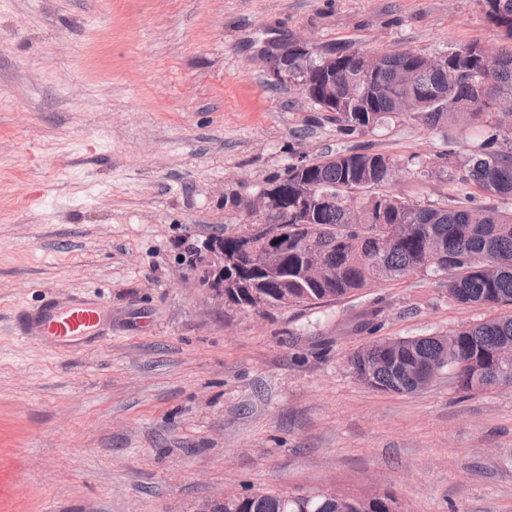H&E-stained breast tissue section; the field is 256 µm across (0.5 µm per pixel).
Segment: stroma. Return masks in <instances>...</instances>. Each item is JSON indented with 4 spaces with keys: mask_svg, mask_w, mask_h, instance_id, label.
<instances>
[{
    "mask_svg": "<svg viewBox=\"0 0 512 512\" xmlns=\"http://www.w3.org/2000/svg\"><path fill=\"white\" fill-rule=\"evenodd\" d=\"M299 39L318 56L508 44L479 0H0V512H194L318 487L512 512V385L377 392L348 366L512 305H462L416 275L236 311L185 258L238 232L288 165L339 151L430 163L390 185L405 200L512 212L458 181L483 124L349 131L263 62ZM82 289L104 292L111 340L58 354L12 336L13 310Z\"/></svg>",
    "mask_w": 512,
    "mask_h": 512,
    "instance_id": "1",
    "label": "stroma"
}]
</instances>
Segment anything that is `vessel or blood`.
<instances>
[{
    "mask_svg": "<svg viewBox=\"0 0 512 512\" xmlns=\"http://www.w3.org/2000/svg\"><path fill=\"white\" fill-rule=\"evenodd\" d=\"M108 311L102 295L93 291L47 292L41 303L11 318L13 335L34 340L58 352L79 350L104 336Z\"/></svg>",
    "mask_w": 512,
    "mask_h": 512,
    "instance_id": "obj_1",
    "label": "vessel or blood"
}]
</instances>
